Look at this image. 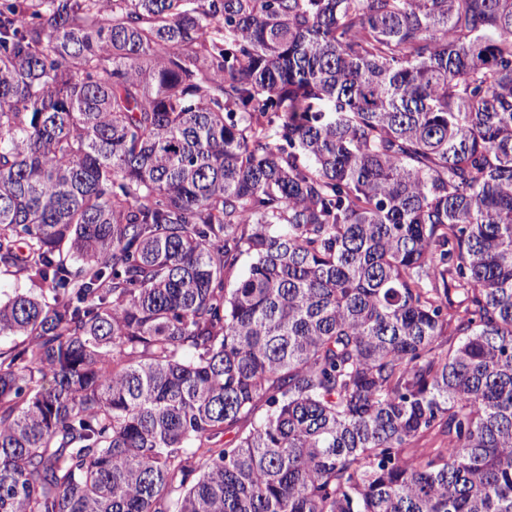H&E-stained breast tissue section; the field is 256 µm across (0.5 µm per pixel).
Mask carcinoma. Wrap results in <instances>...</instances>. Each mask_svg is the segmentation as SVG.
Masks as SVG:
<instances>
[{"mask_svg":"<svg viewBox=\"0 0 512 512\" xmlns=\"http://www.w3.org/2000/svg\"><path fill=\"white\" fill-rule=\"evenodd\" d=\"M0 265V512H512V0H0Z\"/></svg>","mask_w":512,"mask_h":512,"instance_id":"1","label":"carcinoma"}]
</instances>
